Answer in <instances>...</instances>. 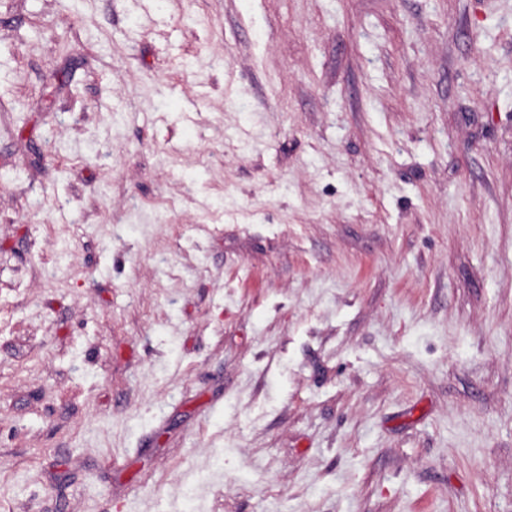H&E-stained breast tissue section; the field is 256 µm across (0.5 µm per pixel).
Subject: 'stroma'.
<instances>
[{"label": "stroma", "instance_id": "35a3bbf8", "mask_svg": "<svg viewBox=\"0 0 512 512\" xmlns=\"http://www.w3.org/2000/svg\"><path fill=\"white\" fill-rule=\"evenodd\" d=\"M0 512H512V0H0Z\"/></svg>", "mask_w": 512, "mask_h": 512}]
</instances>
